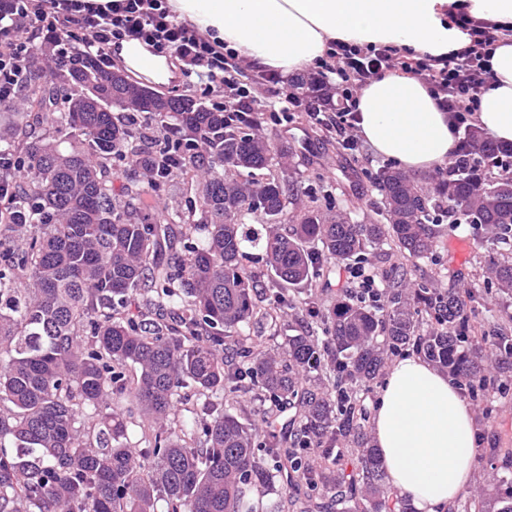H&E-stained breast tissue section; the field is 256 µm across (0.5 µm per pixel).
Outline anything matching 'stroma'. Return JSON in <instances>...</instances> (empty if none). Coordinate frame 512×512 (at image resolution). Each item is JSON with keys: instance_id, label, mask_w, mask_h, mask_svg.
<instances>
[{"instance_id": "1", "label": "stroma", "mask_w": 512, "mask_h": 512, "mask_svg": "<svg viewBox=\"0 0 512 512\" xmlns=\"http://www.w3.org/2000/svg\"><path fill=\"white\" fill-rule=\"evenodd\" d=\"M258 132L276 144L291 147L285 162L272 163L271 170L294 181L300 198L329 193L337 203L351 209L358 222L378 220L380 195L371 189L369 177L386 166V159L367 147L344 149L301 112L288 122L264 124ZM504 261H512V242L491 243L485 241L479 225L444 220L432 255L410 261L386 241L369 247L362 264L383 287L406 270L413 284L470 296L472 333L490 338L501 327L512 330V298L497 292L489 272L492 264ZM496 374L486 400L470 405L477 435L471 486L475 492L489 476L512 478V471L505 464L492 462L489 454L493 448H512V369L500 368Z\"/></svg>"}]
</instances>
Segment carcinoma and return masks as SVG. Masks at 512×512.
<instances>
[{
    "mask_svg": "<svg viewBox=\"0 0 512 512\" xmlns=\"http://www.w3.org/2000/svg\"><path fill=\"white\" fill-rule=\"evenodd\" d=\"M45 59L33 53L14 115L17 124L33 116L32 128L20 139L0 134V153L23 163L15 222L0 223V512H158L160 502L164 512H254L251 489H291L301 469L317 496L301 508L281 498L273 512H414L383 481L352 384L371 383L387 353L411 347L478 401L490 385L486 359L512 365V336L502 331L486 352L468 335L463 296L404 279L373 309L351 292L325 308L292 293L385 239L408 260L423 257L445 200L458 205L453 223L511 241L512 145L471 129L468 163L430 190L398 169L374 174L386 223L315 205L282 233L294 184L269 172L270 140L192 96L150 95L89 57L40 83ZM118 166L126 183L116 194ZM185 180L198 186L201 220L178 235L172 225L184 215L161 222L149 198ZM251 216L261 228L246 224ZM249 249L271 272L264 306L243 264ZM490 273L512 296V263ZM296 304L324 341L307 327L277 348L246 342ZM420 309L441 329L417 334ZM249 395L294 408L292 428L260 436L224 412V401ZM194 397L200 411L173 413ZM87 407L97 422L80 419ZM135 416L141 446L127 438ZM342 438L357 445L356 464H314L311 453L330 456ZM470 505L512 512V489Z\"/></svg>",
    "mask_w": 512,
    "mask_h": 512,
    "instance_id": "1",
    "label": "carcinoma"
}]
</instances>
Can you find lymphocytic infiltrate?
Returning a JSON list of instances; mask_svg holds the SVG:
<instances>
[{
  "label": "lymphocytic infiltrate",
  "mask_w": 512,
  "mask_h": 512,
  "mask_svg": "<svg viewBox=\"0 0 512 512\" xmlns=\"http://www.w3.org/2000/svg\"><path fill=\"white\" fill-rule=\"evenodd\" d=\"M466 43L444 56L422 54L409 59L392 46L358 47L331 45L324 62L310 76L319 88L312 97L288 95L293 109L313 108L341 98L342 105L327 113L329 129L354 149L359 145L358 92L370 80L387 71L413 74L427 85L442 111L447 112L453 135L472 125L482 95L490 87L487 60L499 29L495 24L457 16ZM61 60L76 61L78 54L97 58L101 67L112 65V52L123 43L136 41L154 52L174 56L183 78L208 98H216L224 117L232 124L258 126L266 113L250 90L240 85V66L231 53L191 24L178 19L167 0H0V107L12 108L28 75V55L46 38ZM335 81H327V74Z\"/></svg>",
  "instance_id": "f902f5d3"
}]
</instances>
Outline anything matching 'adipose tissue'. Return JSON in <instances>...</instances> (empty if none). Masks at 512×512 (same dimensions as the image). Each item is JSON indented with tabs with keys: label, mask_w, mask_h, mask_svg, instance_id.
<instances>
[{
	"label": "adipose tissue",
	"mask_w": 512,
	"mask_h": 512,
	"mask_svg": "<svg viewBox=\"0 0 512 512\" xmlns=\"http://www.w3.org/2000/svg\"><path fill=\"white\" fill-rule=\"evenodd\" d=\"M173 13L259 70L291 76L324 58L330 44L389 45L445 55L466 41L450 4L496 23L503 35L489 56L491 87L474 119L492 140L512 143V0H168ZM358 128L373 151L409 172L450 161L455 138L425 85L388 72L359 92ZM372 436L389 486L415 512H446L473 480L471 410L447 376L419 356L389 368Z\"/></svg>",
	"instance_id": "adipose-tissue-1"
}]
</instances>
